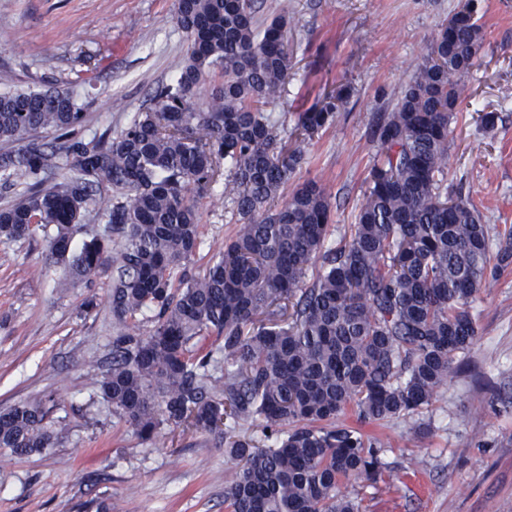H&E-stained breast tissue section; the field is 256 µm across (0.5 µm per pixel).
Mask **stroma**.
<instances>
[{
  "label": "stroma",
  "mask_w": 512,
  "mask_h": 512,
  "mask_svg": "<svg viewBox=\"0 0 512 512\" xmlns=\"http://www.w3.org/2000/svg\"><path fill=\"white\" fill-rule=\"evenodd\" d=\"M289 2L288 92L272 105L281 137L325 87L353 93L334 124L304 143V160L285 191L314 179L332 204L340 241L362 204L377 160L373 124L392 111L414 69L465 0H259L258 23ZM486 39L465 80L448 136V195H468L491 233L512 225V0H480ZM189 36L176 0H0V93L71 91L85 105L84 135L117 133L170 83ZM497 115L481 129L475 111ZM204 245L235 230L233 205L196 201ZM43 239L0 243V411L44 396L52 423L70 428L48 455L0 448V512H226L236 463L212 438L175 434L142 441L96 395L112 358L109 277L59 288L45 267ZM98 307L84 313L87 297ZM478 341L458 355L441 400L421 414L365 425L386 444L378 486L350 480L361 512H512V273L475 303Z\"/></svg>",
  "instance_id": "stroma-1"
}]
</instances>
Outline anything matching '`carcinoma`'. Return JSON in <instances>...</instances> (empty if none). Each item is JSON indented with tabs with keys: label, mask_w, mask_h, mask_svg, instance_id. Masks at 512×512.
Returning a JSON list of instances; mask_svg holds the SVG:
<instances>
[{
	"label": "carcinoma",
	"mask_w": 512,
	"mask_h": 512,
	"mask_svg": "<svg viewBox=\"0 0 512 512\" xmlns=\"http://www.w3.org/2000/svg\"><path fill=\"white\" fill-rule=\"evenodd\" d=\"M477 8L467 0L448 19L377 122L379 160L339 246L320 182L283 195L304 160L267 110L287 93L286 3L260 27L256 0H177L190 35L179 76L114 136H76L86 113L67 90L0 93V142L18 144L0 153V186L15 189L0 243L42 236L60 288L112 272V364L97 396L145 442L180 427L214 436L237 462L229 512H360L342 485L378 482L386 444L341 416L381 423L433 406L478 340L473 305L512 269V227L493 250L474 202L441 193L484 42ZM351 92L341 85L298 113L294 141L329 128ZM49 130L52 146L39 139ZM217 184L236 230L195 274L203 231L188 193ZM104 189L112 202L101 207ZM79 226L93 234L76 249ZM49 402L0 412V448L57 447L67 429L47 427ZM257 420L262 446L241 430Z\"/></svg>",
	"instance_id": "cac0c4a2"
}]
</instances>
